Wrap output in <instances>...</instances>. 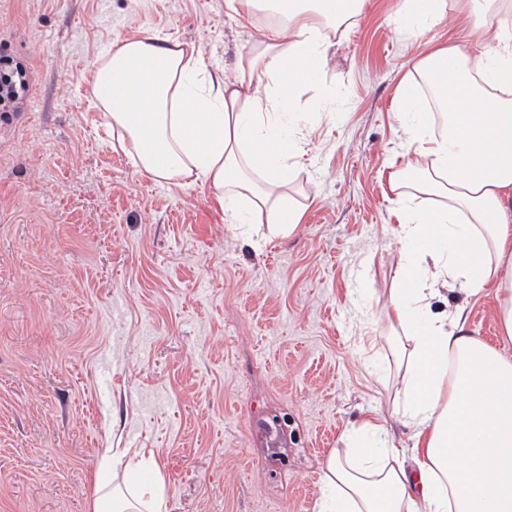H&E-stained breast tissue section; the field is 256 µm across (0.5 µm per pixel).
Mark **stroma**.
<instances>
[{
    "instance_id": "obj_1",
    "label": "stroma",
    "mask_w": 512,
    "mask_h": 512,
    "mask_svg": "<svg viewBox=\"0 0 512 512\" xmlns=\"http://www.w3.org/2000/svg\"><path fill=\"white\" fill-rule=\"evenodd\" d=\"M267 34L227 0H0V58L29 72L0 112V512H92L108 448L151 456L168 512H316L323 465L398 375L384 303L401 259L390 167L418 51L394 0L342 24L305 98L286 239L244 241L206 189L112 150L89 70L118 40L195 45L232 74ZM497 346L492 294L452 293Z\"/></svg>"
}]
</instances>
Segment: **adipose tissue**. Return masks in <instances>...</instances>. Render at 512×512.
<instances>
[{
    "mask_svg": "<svg viewBox=\"0 0 512 512\" xmlns=\"http://www.w3.org/2000/svg\"><path fill=\"white\" fill-rule=\"evenodd\" d=\"M228 4L274 19L233 76L210 71L194 46L141 36L95 60L92 94L138 172L211 190L242 228L263 213L270 236L285 239L305 211L288 194L310 123L297 104L329 31L365 0ZM452 18L480 52L453 37L424 41ZM396 20L424 42L397 98L409 158L389 174L402 261L385 303L404 335L392 415L413 444L396 447L378 426L372 443L331 452L317 512H512V0H397ZM445 287L493 291L503 347L467 335L464 308L433 310ZM93 509L167 512L163 481L97 478Z\"/></svg>",
    "mask_w": 512,
    "mask_h": 512,
    "instance_id": "adipose-tissue-1",
    "label": "adipose tissue"
}]
</instances>
